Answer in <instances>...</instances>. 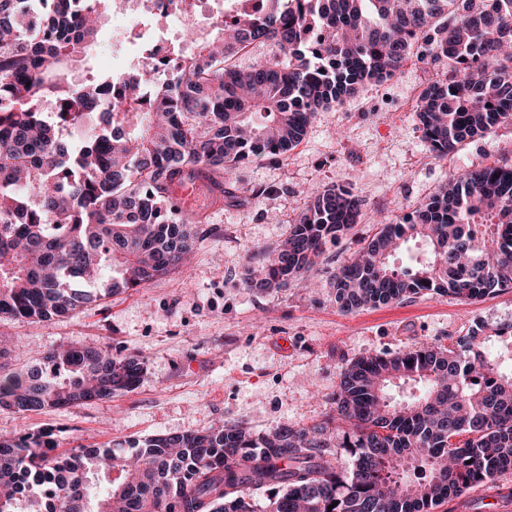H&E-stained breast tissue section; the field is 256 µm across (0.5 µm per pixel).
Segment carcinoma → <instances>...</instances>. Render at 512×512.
Returning a JSON list of instances; mask_svg holds the SVG:
<instances>
[{
    "label": "carcinoma",
    "mask_w": 512,
    "mask_h": 512,
    "mask_svg": "<svg viewBox=\"0 0 512 512\" xmlns=\"http://www.w3.org/2000/svg\"><path fill=\"white\" fill-rule=\"evenodd\" d=\"M236 16L196 51L152 48L119 72L73 85L66 71L98 37L112 0H0V318L48 320L185 266L205 210L174 209L176 183L201 181L212 203L224 179L261 155L281 157L316 112L392 77L424 39L450 74L415 112L437 157L512 123V0H237ZM269 44L246 70L229 64ZM173 78L158 79L160 69ZM64 102L80 141L45 117ZM344 188L313 196L247 288L306 275L358 223ZM420 240L429 258L389 257ZM345 312L412 295L469 301L512 288V168L486 165L442 185L384 224L334 275ZM512 324L478 327L452 347L362 357L342 368L336 414L254 432L239 421L162 434L122 448L58 453L51 434L0 438V512H430L512 469ZM46 371L3 373L0 409L76 407L133 390L135 355L101 346L50 349ZM409 385L406 399L389 386ZM353 463L338 465L337 449ZM267 497L259 505L257 490Z\"/></svg>",
    "instance_id": "obj_1"
}]
</instances>
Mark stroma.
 Here are the masks:
<instances>
[{"mask_svg": "<svg viewBox=\"0 0 512 512\" xmlns=\"http://www.w3.org/2000/svg\"><path fill=\"white\" fill-rule=\"evenodd\" d=\"M112 27L104 25L68 71L108 72ZM448 61L423 45L396 75L318 112L285 156L235 169L233 194L195 225L189 264L145 287L47 321L0 320L9 367L40 365L50 348L106 345L144 362L137 387L72 408L18 414L0 410V436L52 431L60 450L116 446L162 433L203 430L219 420L256 431L309 426L336 409L339 373L350 361L393 355L419 344L450 346L476 326L512 324V289L469 302L452 295L341 311L333 275L378 232L424 203L450 177L481 166L512 165V124L436 158L415 112L420 93L445 77ZM351 189L358 224L326 247L311 287L247 288L245 265L262 270L314 194ZM432 512H512V470L495 483L443 500Z\"/></svg>", "mask_w": 512, "mask_h": 512, "instance_id": "35a3bbf8", "label": "stroma"}]
</instances>
